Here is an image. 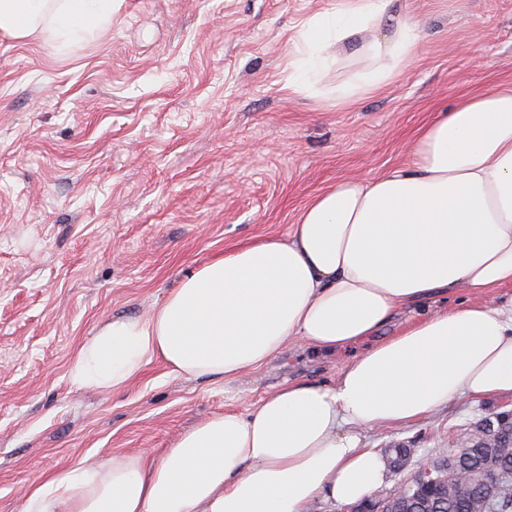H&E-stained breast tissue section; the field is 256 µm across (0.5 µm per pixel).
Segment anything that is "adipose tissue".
I'll list each match as a JSON object with an SVG mask.
<instances>
[{"mask_svg":"<svg viewBox=\"0 0 512 512\" xmlns=\"http://www.w3.org/2000/svg\"><path fill=\"white\" fill-rule=\"evenodd\" d=\"M393 0H333L303 23L288 89L312 91L340 53L371 67L337 105L394 81L420 34ZM113 0H0V33L66 48L112 24ZM512 286V84L459 98L415 141L410 165L346 179L301 210L287 238L248 243L195 268L147 316L116 317L75 354L73 384L118 391L154 360L230 385L299 342L333 351L371 340L327 383L284 382L143 450L78 464L21 494L19 512H309L372 494L387 462L362 433L452 400L512 395V298L443 300ZM409 319L378 332L399 311Z\"/></svg>","mask_w":512,"mask_h":512,"instance_id":"ef3b65f1","label":"adipose tissue"}]
</instances>
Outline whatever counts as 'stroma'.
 I'll return each mask as SVG.
<instances>
[{"mask_svg":"<svg viewBox=\"0 0 512 512\" xmlns=\"http://www.w3.org/2000/svg\"><path fill=\"white\" fill-rule=\"evenodd\" d=\"M332 0H122L112 25L62 48L0 34V512L72 464L175 437L284 381H331L358 343L292 345L231 390L154 362L119 391L74 385L78 348L145 314L194 267L267 237L349 178L410 160L458 97L512 82V0H395L421 35L398 81L339 108L362 72L347 51L312 95L286 88L303 22ZM512 408L463 397L367 447L448 455V440Z\"/></svg>","mask_w":512,"mask_h":512,"instance_id":"1","label":"stroma"}]
</instances>
